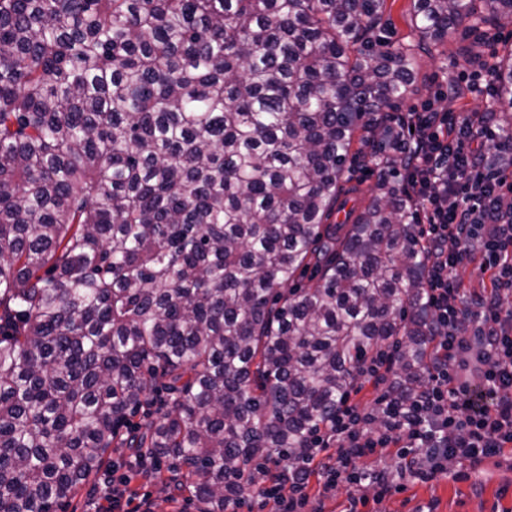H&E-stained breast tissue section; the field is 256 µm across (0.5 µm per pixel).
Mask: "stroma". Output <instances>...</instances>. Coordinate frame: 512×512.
Returning <instances> with one entry per match:
<instances>
[{
  "label": "stroma",
  "mask_w": 512,
  "mask_h": 512,
  "mask_svg": "<svg viewBox=\"0 0 512 512\" xmlns=\"http://www.w3.org/2000/svg\"><path fill=\"white\" fill-rule=\"evenodd\" d=\"M410 0H387L380 38L388 45L415 43L408 10ZM495 38L484 42L477 32L454 36L445 45L429 52H418L416 92L400 103L397 112L405 114L420 109L423 102L434 101L443 112H466L485 106L482 97L460 89L456 98H449L448 87L456 83L461 71L488 60L490 55H502L512 48V22L503 21L491 27ZM129 449H112L107 464L95 479L80 485L66 512H87L91 498L103 483L111 480L113 472H124ZM179 474L168 461H161L151 481L137 480L133 490L142 498L140 512H200L201 505L189 498L178 483ZM431 507L433 512H512V464L508 461L486 460L478 469L465 470L459 477H441L428 482L407 483L404 491L391 492L376 502L359 507L358 512H417Z\"/></svg>",
  "instance_id": "obj_1"
}]
</instances>
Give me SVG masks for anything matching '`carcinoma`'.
<instances>
[{"instance_id":"carcinoma-1","label":"carcinoma","mask_w":512,"mask_h":512,"mask_svg":"<svg viewBox=\"0 0 512 512\" xmlns=\"http://www.w3.org/2000/svg\"><path fill=\"white\" fill-rule=\"evenodd\" d=\"M385 8L0 0V512H52L114 445L224 512L237 467L296 461L383 347L393 389L422 384L416 206L383 175L333 221L345 165L396 168L372 143L415 49L512 0H412L417 44L394 50ZM493 77L509 112L512 50Z\"/></svg>"}]
</instances>
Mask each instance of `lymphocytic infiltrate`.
I'll return each mask as SVG.
<instances>
[{
    "instance_id": "lymphocytic-infiltrate-1",
    "label": "lymphocytic infiltrate",
    "mask_w": 512,
    "mask_h": 512,
    "mask_svg": "<svg viewBox=\"0 0 512 512\" xmlns=\"http://www.w3.org/2000/svg\"><path fill=\"white\" fill-rule=\"evenodd\" d=\"M386 142L408 155L405 190L425 221L417 231L428 252L423 270L432 351L425 384L410 397L387 387L393 350L380 351L360 373L381 386L370 410L340 403L327 429L312 435L297 461L271 473L258 494L276 512H305L307 488L372 489L381 499L395 474L429 481L478 467L512 447V135L500 134L493 108L441 112L433 102L387 127ZM473 269L484 284L464 292ZM393 456L397 470H358L357 459ZM152 458L134 454L127 475L104 484L89 512H124L133 477L149 476Z\"/></svg>"
}]
</instances>
